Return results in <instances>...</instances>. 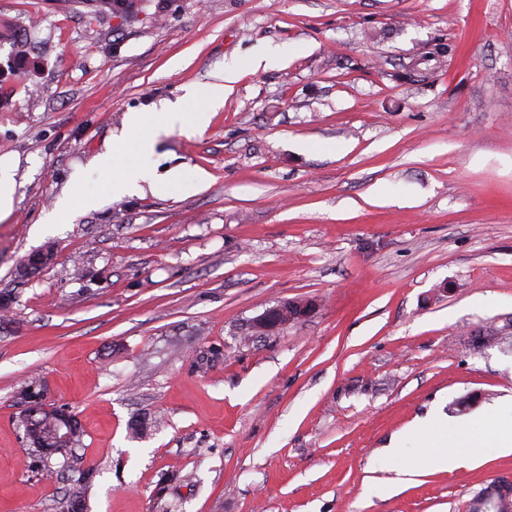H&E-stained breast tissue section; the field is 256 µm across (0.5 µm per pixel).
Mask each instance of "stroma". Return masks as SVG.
I'll return each mask as SVG.
<instances>
[{"label":"stroma","instance_id":"stroma-1","mask_svg":"<svg viewBox=\"0 0 512 512\" xmlns=\"http://www.w3.org/2000/svg\"><path fill=\"white\" fill-rule=\"evenodd\" d=\"M0 20L44 64L39 94L20 78L0 107V512H62L88 469L87 512H468L512 478L511 448L448 471L389 448L431 414L512 418L493 341L512 333V0H145L120 25L0 0ZM262 45L283 61L248 69ZM231 57L246 67L209 126L156 146L157 175L204 188L110 199L92 161L126 114ZM289 299L316 307L245 338ZM29 377L76 413L78 461L30 455ZM15 179L10 166L0 165V219L11 210L15 193Z\"/></svg>","mask_w":512,"mask_h":512}]
</instances>
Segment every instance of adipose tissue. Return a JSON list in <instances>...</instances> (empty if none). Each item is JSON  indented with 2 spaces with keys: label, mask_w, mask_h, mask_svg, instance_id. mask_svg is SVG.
Listing matches in <instances>:
<instances>
[{
  "label": "adipose tissue",
  "mask_w": 512,
  "mask_h": 512,
  "mask_svg": "<svg viewBox=\"0 0 512 512\" xmlns=\"http://www.w3.org/2000/svg\"><path fill=\"white\" fill-rule=\"evenodd\" d=\"M236 69L225 66L218 82L192 90L187 104L164 102L152 111L132 112L127 117V130L115 138L111 147L95 157L94 169L108 176V191L121 198L134 191L162 194L176 189L183 195L195 194L207 180L205 172L185 179L178 174L159 178L148 174L147 162L154 153L156 136L164 127L187 133L204 131L213 112L224 105L228 82L234 81ZM405 439L424 448L441 449L442 467H454L482 458L498 449L512 447V426L500 425L495 413L475 415L462 424H449L443 415L426 417L411 425Z\"/></svg>",
  "instance_id": "adipose-tissue-1"
}]
</instances>
